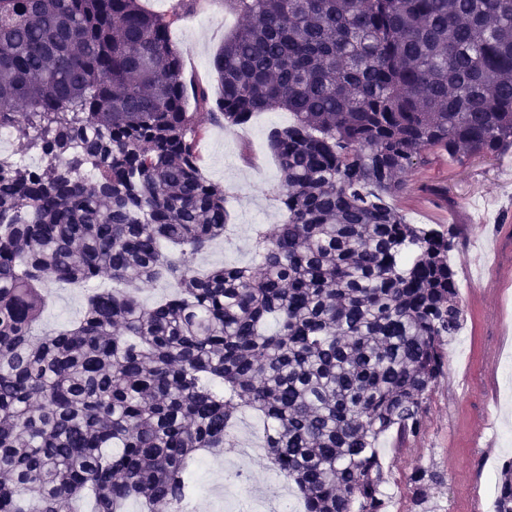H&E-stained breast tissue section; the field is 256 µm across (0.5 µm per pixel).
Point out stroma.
I'll return each mask as SVG.
<instances>
[{"label":"stroma","mask_w":512,"mask_h":512,"mask_svg":"<svg viewBox=\"0 0 512 512\" xmlns=\"http://www.w3.org/2000/svg\"><path fill=\"white\" fill-rule=\"evenodd\" d=\"M214 9L223 16L221 31L183 20L171 28L174 45L196 60L203 83L212 88L217 85L213 58L225 31L239 21L225 11L224 0H214ZM289 120L284 111L273 118L261 112L244 126L224 130L199 114L197 151L204 175L224 188L229 226L224 238L196 255L197 266L253 264V235L238 228L243 214L262 207L268 225L280 223L273 201L279 173L267 136ZM390 203L409 223L457 227L459 242L451 260L464 321L448 346L420 430L404 440L393 433L380 440L387 512H494L495 487L488 478L512 458V338L505 334L512 318V156L462 164L431 153ZM230 463L223 455L209 469H193L195 512H219L216 491ZM418 467L447 477L446 487L429 490L421 508L410 481Z\"/></svg>","instance_id":"obj_1"}]
</instances>
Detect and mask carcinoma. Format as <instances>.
<instances>
[{"label": "carcinoma", "instance_id": "cac0c4a2", "mask_svg": "<svg viewBox=\"0 0 512 512\" xmlns=\"http://www.w3.org/2000/svg\"><path fill=\"white\" fill-rule=\"evenodd\" d=\"M195 2L0 0V126L48 158L0 161V512L186 508L245 410L304 512H386L379 440L416 431L462 326L452 229L385 198L429 152H512V0H224L241 23L197 108L292 121L270 139L281 223L254 266L205 273L228 211L169 39ZM47 272L90 292L36 333ZM162 278L177 292L145 306ZM497 489L512 512V463Z\"/></svg>", "mask_w": 512, "mask_h": 512}]
</instances>
